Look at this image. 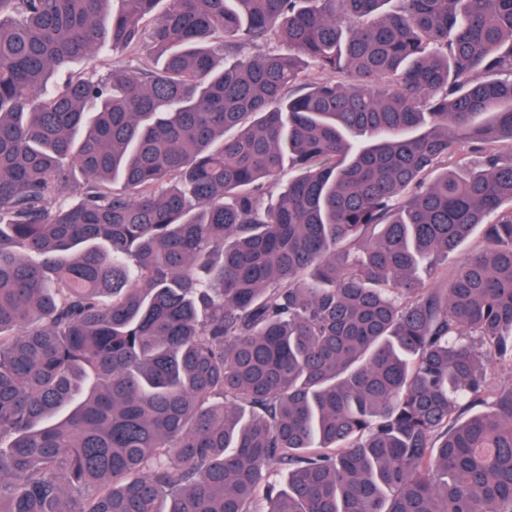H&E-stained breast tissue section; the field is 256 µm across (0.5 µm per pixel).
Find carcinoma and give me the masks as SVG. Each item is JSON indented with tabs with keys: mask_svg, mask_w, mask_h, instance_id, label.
<instances>
[{
	"mask_svg": "<svg viewBox=\"0 0 512 512\" xmlns=\"http://www.w3.org/2000/svg\"><path fill=\"white\" fill-rule=\"evenodd\" d=\"M160 2L0 0V512H512V0ZM133 52L125 49L111 50L106 54H100L89 61H82L75 64L72 68L86 75L95 74L101 76L112 67H119L128 64V60Z\"/></svg>",
	"mask_w": 512,
	"mask_h": 512,
	"instance_id": "carcinoma-1",
	"label": "carcinoma"
}]
</instances>
